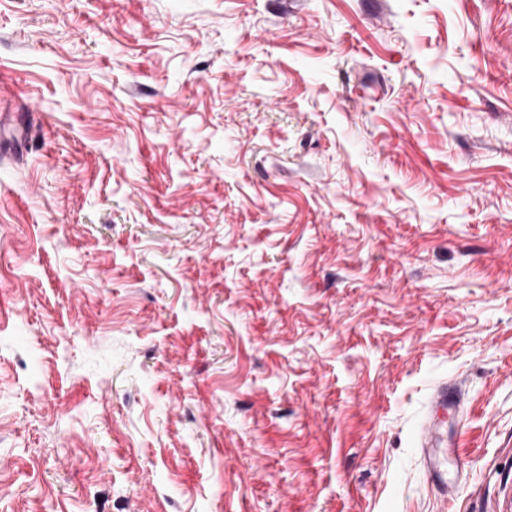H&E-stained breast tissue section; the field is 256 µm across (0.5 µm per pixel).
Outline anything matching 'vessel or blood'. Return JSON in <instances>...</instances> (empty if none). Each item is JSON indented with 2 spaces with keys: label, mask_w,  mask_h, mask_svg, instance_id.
Masks as SVG:
<instances>
[{
  "label": "vessel or blood",
  "mask_w": 512,
  "mask_h": 512,
  "mask_svg": "<svg viewBox=\"0 0 512 512\" xmlns=\"http://www.w3.org/2000/svg\"><path fill=\"white\" fill-rule=\"evenodd\" d=\"M459 409V393L451 385L437 389L432 398V413L423 425L420 436L425 468L444 499H454L458 488L449 482L445 473L439 448L442 444L441 426L446 418L456 416Z\"/></svg>",
  "instance_id": "b4317fda"
}]
</instances>
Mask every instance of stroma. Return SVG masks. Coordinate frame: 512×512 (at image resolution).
<instances>
[{
	"instance_id": "35a3bbf8",
	"label": "stroma",
	"mask_w": 512,
	"mask_h": 512,
	"mask_svg": "<svg viewBox=\"0 0 512 512\" xmlns=\"http://www.w3.org/2000/svg\"><path fill=\"white\" fill-rule=\"evenodd\" d=\"M0 140V512H512V0H0ZM458 409L459 393L456 387L445 385L437 389L432 398L431 416L420 432L426 471L440 495L447 501L455 498L458 488L455 483L448 482L440 458V448L438 447L444 444L440 430L444 419L448 416L455 417Z\"/></svg>"
}]
</instances>
